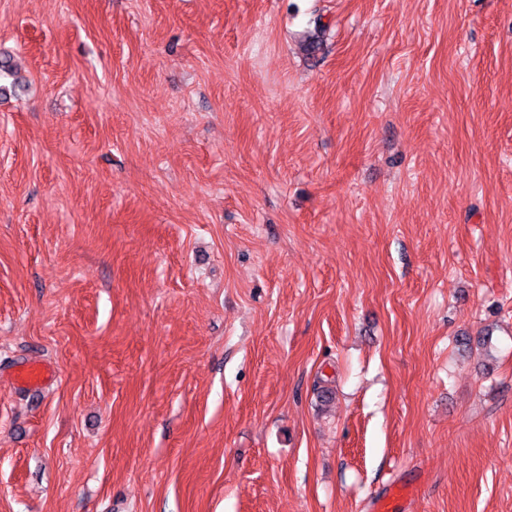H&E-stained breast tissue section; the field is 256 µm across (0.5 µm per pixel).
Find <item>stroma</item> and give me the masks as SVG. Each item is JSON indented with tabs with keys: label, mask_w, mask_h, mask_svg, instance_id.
Returning <instances> with one entry per match:
<instances>
[{
	"label": "stroma",
	"mask_w": 512,
	"mask_h": 512,
	"mask_svg": "<svg viewBox=\"0 0 512 512\" xmlns=\"http://www.w3.org/2000/svg\"><path fill=\"white\" fill-rule=\"evenodd\" d=\"M0 54V512H512V0H0ZM55 376V368L49 363H31L18 371L14 383L27 390L38 391L45 387Z\"/></svg>",
	"instance_id": "1"
}]
</instances>
